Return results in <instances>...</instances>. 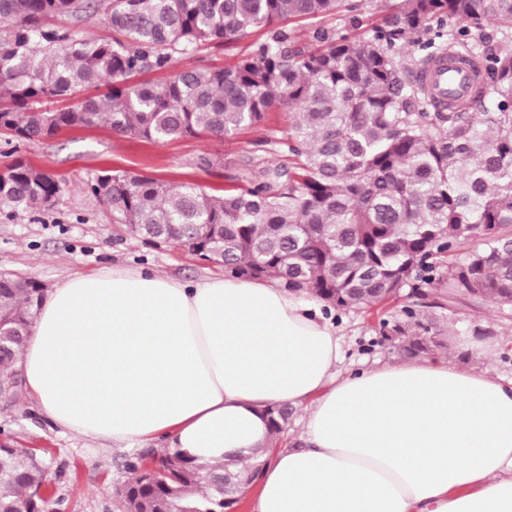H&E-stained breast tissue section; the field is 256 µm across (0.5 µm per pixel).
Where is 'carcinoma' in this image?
Masks as SVG:
<instances>
[{
  "instance_id": "obj_1",
  "label": "carcinoma",
  "mask_w": 512,
  "mask_h": 512,
  "mask_svg": "<svg viewBox=\"0 0 512 512\" xmlns=\"http://www.w3.org/2000/svg\"><path fill=\"white\" fill-rule=\"evenodd\" d=\"M92 7L0 0V130L29 141L104 123L161 144L222 138L273 110L293 112L288 133L247 162L243 186L221 194L100 176L91 190L135 238L220 260L236 276L279 279L343 310L383 307L410 288L416 301L380 320L379 333L414 354L445 348L450 303L512 308V50L477 48L486 21L512 31V0H396L362 34L298 26L345 12L358 29L356 0H107L109 40L52 25ZM256 28L269 34L234 64L179 67ZM452 50L479 63L468 95L442 107L411 74ZM161 71L159 84L140 79ZM104 79V96L55 106ZM60 190L21 159L0 172V203L41 209ZM43 296L35 280L0 276L7 406L25 397L16 363ZM267 415L276 436L288 411ZM147 456L157 471L134 468L115 489L125 512H224L236 491L222 489L226 462ZM52 483L31 451L0 444V512H44L39 491Z\"/></svg>"
}]
</instances>
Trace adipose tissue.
I'll return each mask as SVG.
<instances>
[{
	"mask_svg": "<svg viewBox=\"0 0 512 512\" xmlns=\"http://www.w3.org/2000/svg\"><path fill=\"white\" fill-rule=\"evenodd\" d=\"M340 359L322 308L276 281L115 268L44 296L19 365L55 426L204 463L265 446L268 408L308 405L306 447L270 449L253 512H512V382Z\"/></svg>",
	"mask_w": 512,
	"mask_h": 512,
	"instance_id": "ef3b65f1",
	"label": "adipose tissue"
}]
</instances>
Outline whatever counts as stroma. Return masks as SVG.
I'll return each mask as SVG.
<instances>
[{"label":"stroma","instance_id":"obj_1","mask_svg":"<svg viewBox=\"0 0 512 512\" xmlns=\"http://www.w3.org/2000/svg\"><path fill=\"white\" fill-rule=\"evenodd\" d=\"M291 114L275 110L257 126L214 137L153 144L114 133L101 125L66 130L47 140L17 141L0 133V169L17 159L56 175L61 190L41 210L0 204V275L29 278L54 288L74 274H93L120 265L148 268L182 282L224 274L223 266L203 261L168 244L142 245L93 195L99 175L121 170L156 178L176 187L196 184L208 191L237 187L244 159L261 155L267 136H283ZM212 160L201 167L200 158ZM403 296L371 312L333 310L342 337L341 370L397 365L408 357L379 333L381 319L399 316L410 305ZM445 356L454 365L512 380V309L460 301L448 317ZM39 448L52 473L53 512H124L116 488L130 477L137 451L105 447L47 423L30 402L0 404V444Z\"/></svg>","mask_w":512,"mask_h":512}]
</instances>
